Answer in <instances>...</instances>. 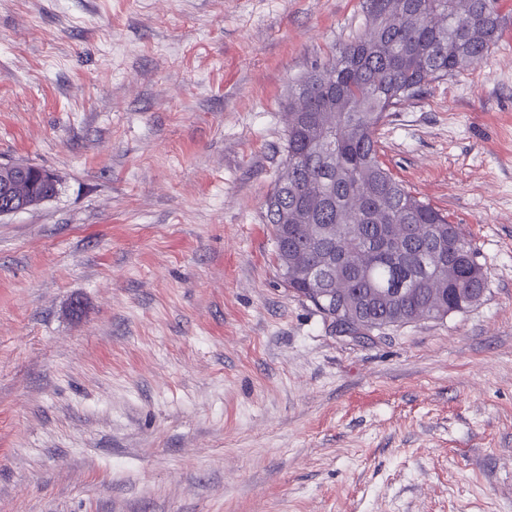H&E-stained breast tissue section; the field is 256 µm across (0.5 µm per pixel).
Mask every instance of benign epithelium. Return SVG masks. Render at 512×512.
I'll return each mask as SVG.
<instances>
[{
    "mask_svg": "<svg viewBox=\"0 0 512 512\" xmlns=\"http://www.w3.org/2000/svg\"><path fill=\"white\" fill-rule=\"evenodd\" d=\"M56 184V175L46 169L31 170L23 163L0 164V216L17 213L28 203H43L52 198L44 191Z\"/></svg>",
    "mask_w": 512,
    "mask_h": 512,
    "instance_id": "benign-epithelium-1",
    "label": "benign epithelium"
}]
</instances>
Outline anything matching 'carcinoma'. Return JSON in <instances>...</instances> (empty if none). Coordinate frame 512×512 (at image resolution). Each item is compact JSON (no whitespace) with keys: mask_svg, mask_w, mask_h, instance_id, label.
Wrapping results in <instances>:
<instances>
[{"mask_svg":"<svg viewBox=\"0 0 512 512\" xmlns=\"http://www.w3.org/2000/svg\"><path fill=\"white\" fill-rule=\"evenodd\" d=\"M497 2L366 0L378 27L288 95L285 171L265 201L275 259L344 332L442 320L484 296L471 243L382 166L376 131L424 85L486 56L502 33Z\"/></svg>","mask_w":512,"mask_h":512,"instance_id":"obj_1","label":"carcinoma"}]
</instances>
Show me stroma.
I'll return each instance as SVG.
<instances>
[{
	"label": "stroma",
	"mask_w": 512,
	"mask_h": 512,
	"mask_svg": "<svg viewBox=\"0 0 512 512\" xmlns=\"http://www.w3.org/2000/svg\"><path fill=\"white\" fill-rule=\"evenodd\" d=\"M378 155L488 274L442 320L340 331L263 202L288 90L364 0H0V512H512V0ZM54 185L56 175L46 169L30 170L27 164H0V216L17 213L29 206L28 203H43L53 197L45 193L43 186Z\"/></svg>",
	"instance_id": "1"
}]
</instances>
